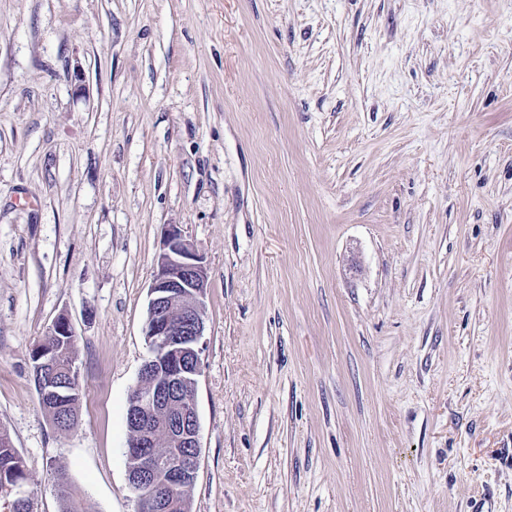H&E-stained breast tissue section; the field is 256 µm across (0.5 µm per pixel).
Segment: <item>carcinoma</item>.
I'll list each match as a JSON object with an SVG mask.
<instances>
[{
	"mask_svg": "<svg viewBox=\"0 0 512 512\" xmlns=\"http://www.w3.org/2000/svg\"><path fill=\"white\" fill-rule=\"evenodd\" d=\"M51 355L61 369L54 378L56 390L64 393L71 390V396L60 403L52 402L43 392H38L42 408L49 414L52 421L61 427H71L76 424L77 415L73 407L79 395L77 377L69 376L65 370L75 364L74 340L70 336H44L36 347L33 357V372H38L40 358L44 354ZM28 486L29 474L25 462L14 448L9 433L0 428V487L3 485ZM56 494L60 502V512H92L87 499L81 496L67 477L60 474L56 477Z\"/></svg>",
	"mask_w": 512,
	"mask_h": 512,
	"instance_id": "cac0c4a2",
	"label": "carcinoma"
}]
</instances>
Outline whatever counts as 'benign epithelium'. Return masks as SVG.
<instances>
[{"label": "benign epithelium", "instance_id": "7a95c632", "mask_svg": "<svg viewBox=\"0 0 512 512\" xmlns=\"http://www.w3.org/2000/svg\"><path fill=\"white\" fill-rule=\"evenodd\" d=\"M207 267L180 226L168 225L149 286L145 339L149 357L128 397L127 428L142 465L134 478L137 512H171L173 492L199 464L200 425L196 398L186 387L198 385L206 328ZM187 448L167 464L168 479L156 478L155 450ZM33 509L25 487L0 493Z\"/></svg>", "mask_w": 512, "mask_h": 512}]
</instances>
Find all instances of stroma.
<instances>
[{
    "label": "stroma",
    "instance_id": "obj_1",
    "mask_svg": "<svg viewBox=\"0 0 512 512\" xmlns=\"http://www.w3.org/2000/svg\"><path fill=\"white\" fill-rule=\"evenodd\" d=\"M208 271L191 512H512V0H0V427L136 512L168 225ZM68 318L74 428L32 353Z\"/></svg>",
    "mask_w": 512,
    "mask_h": 512
}]
</instances>
